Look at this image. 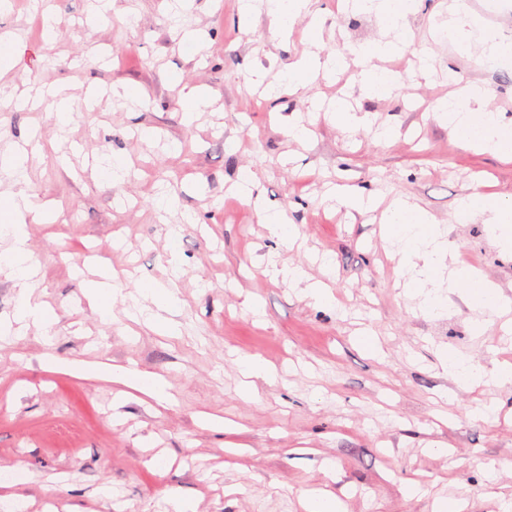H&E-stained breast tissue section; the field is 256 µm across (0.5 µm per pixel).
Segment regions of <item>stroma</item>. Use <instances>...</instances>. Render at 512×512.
Here are the masks:
<instances>
[{
    "label": "stroma",
    "mask_w": 512,
    "mask_h": 512,
    "mask_svg": "<svg viewBox=\"0 0 512 512\" xmlns=\"http://www.w3.org/2000/svg\"><path fill=\"white\" fill-rule=\"evenodd\" d=\"M11 2L0 36H14L17 64L0 89L34 94L51 81L74 100L65 126L41 108L0 112V155L23 147L29 159L26 174L0 171V183L64 208L61 222L26 227L34 292L56 316L52 337L32 323L0 347V468L21 476L14 491L27 512H165L174 492L196 512H305L303 495L317 491L338 497L343 512H439L451 499L464 512H506L512 384L461 386L439 353L490 370L512 361V320L478 312L458 291L448 312L423 311L380 235V212L339 207L330 193L349 184L403 197L512 297V256L480 220L456 219L475 186L512 201V163L460 146L431 110L451 68L492 91L512 121V59L481 69L436 38L451 0H421L408 17L411 43L382 62L403 83L391 97L367 99L352 64L263 101L252 73L280 83L306 47L305 20L282 40L266 12L241 26L239 0H115L101 16L95 0ZM336 2H316L322 56L380 35L374 16ZM467 2L485 34L512 39V5ZM44 9L57 18L50 38L34 17ZM181 84L210 94L190 123L177 104ZM123 85L142 98L113 95ZM336 98L367 114L366 128L340 130L323 108ZM292 122L309 128L306 142L289 137ZM388 122L397 134L378 137ZM113 153L130 163L117 187L100 173ZM247 170L259 180L255 202L229 191ZM165 194L177 199L166 211L157 207ZM261 206L288 211L301 247L260 224ZM103 261L118 273L116 291L146 312L158 308L138 287L173 288L179 335L131 321L121 299L101 316L86 288ZM292 264L326 282L336 305L305 298L285 274ZM365 330L374 350L358 343ZM49 354L136 366L164 377L173 400L115 399L120 383L46 371ZM245 355L274 371L248 393Z\"/></svg>",
    "instance_id": "obj_1"
}]
</instances>
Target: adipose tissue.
Wrapping results in <instances>:
<instances>
[{
	"instance_id": "adipose-tissue-1",
	"label": "adipose tissue",
	"mask_w": 512,
	"mask_h": 512,
	"mask_svg": "<svg viewBox=\"0 0 512 512\" xmlns=\"http://www.w3.org/2000/svg\"><path fill=\"white\" fill-rule=\"evenodd\" d=\"M272 25L278 35L288 30L301 17H310L308 38L318 43L322 36V22L311 13L312 0H265ZM417 0H354V8L373 14L380 28L404 29L407 15L412 14ZM403 41L375 39L354 47L353 53L362 66L363 90L371 96H389L397 85L396 78L380 69L377 59L403 49ZM344 64L342 58H320L305 53L289 63L284 78L293 91L306 90L318 76H330ZM439 120L446 124L454 137L464 147L487 151L503 161H512V122L505 121L500 110L492 104V95L476 83L453 80L447 97L438 99L432 106ZM63 209L56 204H34L26 190H19L0 198V233L8 235L13 245L0 255V265L8 267L19 281H26L30 274V255L24 225L33 219L54 223ZM480 218L495 239L501 252L512 255V206L502 199L471 190L461 200L458 220ZM384 239L394 247L401 266L407 268L411 292L423 295V308L433 313L446 309L444 298L429 292L428 286L440 276H447L452 288L470 289L472 283L482 287L480 294L484 309L498 315L512 312V300L504 297L498 287L474 268L458 264L456 249L443 240L438 221L407 200L394 199L384 214L382 225ZM445 368L464 386L494 376L500 383L512 382V365L503 364L494 371L471 359L448 352H441Z\"/></svg>"
}]
</instances>
